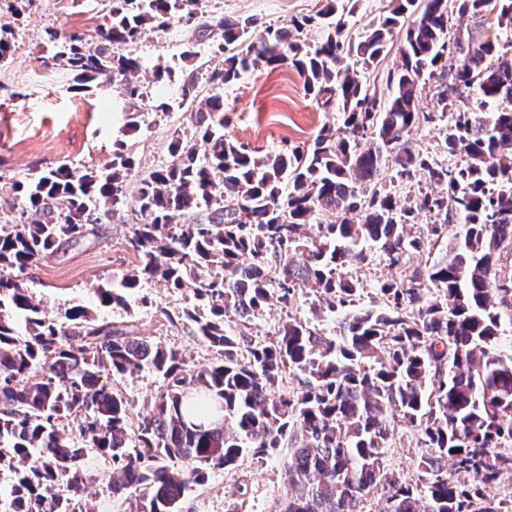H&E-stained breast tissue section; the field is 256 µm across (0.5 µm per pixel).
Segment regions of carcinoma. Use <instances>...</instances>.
<instances>
[{
	"label": "carcinoma",
	"mask_w": 512,
	"mask_h": 512,
	"mask_svg": "<svg viewBox=\"0 0 512 512\" xmlns=\"http://www.w3.org/2000/svg\"><path fill=\"white\" fill-rule=\"evenodd\" d=\"M22 2L0 18V62ZM195 2L111 0L96 47L49 30L43 63L84 88L119 81L139 98L141 62L122 48L177 15L194 23ZM456 2L472 16L492 5L497 27H512V0ZM346 12L343 0H325L317 17L259 37L248 19L200 24L220 35L218 51L242 49L211 73L212 93L190 111L193 133L170 142L171 163L140 181V221L128 239L135 268L119 287L96 289L99 306L127 312L121 289L143 280L191 291L180 318L220 354L200 370L188 372L180 349L130 338L82 303L54 319L25 286L34 264L84 244L124 206L135 168L124 142L102 173L61 165L12 183V205L33 219L0 228V471L14 476L0 512H86L92 450L112 462V494L141 498L137 512H177L189 482L283 450L294 494L281 512H365L377 492V512H512V499L484 492L512 475V357L496 352L503 317L512 321V42L448 47V0H391L354 41L344 39ZM318 18L325 33L312 47L300 34ZM399 33L401 67L388 75L393 93L383 103L362 73ZM284 65L307 95L336 104L341 125L262 155L224 135V86ZM437 70L451 76L437 100L448 155L460 158L447 167L408 146L433 121L418 110L417 91ZM462 87L491 111L460 109ZM388 160L393 180L422 174L445 191L401 208L390 192L368 190ZM421 212L434 223H414ZM190 213L194 221L180 223ZM321 214L334 220L309 232ZM454 217L468 226L464 241L408 265L409 252L438 245ZM366 245L386 273L376 301L360 307L365 284L345 269L366 262ZM302 283L313 288L315 321L290 317L258 343L224 325L231 313L244 326L273 302L290 307ZM329 314L339 317L334 334L318 325ZM144 369L164 385L134 422L106 378ZM287 372L297 387L283 393ZM397 416L420 433L415 485L384 470ZM450 467L461 479L444 477Z\"/></svg>",
	"instance_id": "cac0c4a2"
}]
</instances>
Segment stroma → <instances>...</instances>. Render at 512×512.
<instances>
[{
    "label": "stroma",
    "mask_w": 512,
    "mask_h": 512,
    "mask_svg": "<svg viewBox=\"0 0 512 512\" xmlns=\"http://www.w3.org/2000/svg\"><path fill=\"white\" fill-rule=\"evenodd\" d=\"M320 7L321 0H198L196 12L201 19L221 15L230 20H256L252 33L258 36L266 27L278 28L313 16ZM110 9L109 0H27L25 13L15 27L13 55L8 63L0 64V225L18 222L21 217L19 209L4 202L12 181L36 177L63 163L81 170H103L120 140L135 161L120 214L111 223L99 225L96 236L82 246L59 251L30 270L27 286L52 317L78 302L95 305L97 286L120 281L132 269L134 255L127 238L131 225L139 219L137 188L143 177L170 163L168 146L174 132L191 129L187 109L175 105L182 84L178 74L168 83L171 110L164 114L155 111L160 101L153 78L156 64H167L176 71L188 67L203 99L211 92L208 76L223 61L216 51L217 38L199 37L197 27L174 20L166 29L146 32L132 47L142 63L137 75L141 98L127 97L117 83L79 90L68 72L44 70L47 31L62 35L75 32L86 45H96L98 30L107 23ZM507 36L506 30L496 27L493 16L459 15L455 0H450L449 41L477 43ZM188 49L195 57L187 66L182 55ZM30 70H44L48 76L34 84L26 76ZM438 89L437 79L421 82L418 107L435 113L436 119L414 131L410 143L445 163L449 160L443 148L448 119L438 114ZM224 119L226 136L264 154L309 143L323 126L339 124L340 114L307 96L296 71L284 66L274 71L250 70L225 86ZM311 299L310 287L303 285L290 308L266 309L250 326L253 340L272 339L288 316L309 318ZM127 300L129 310L98 307L99 317L122 323L128 314H135L132 335L181 349L188 369H199L216 359V351L192 336L189 326L169 321L171 315L189 306L188 293L171 290L153 279L128 291ZM111 383L138 416L150 411L163 379L144 370L113 376ZM394 434L385 467L406 481H414L418 435L401 420L396 421ZM86 466L96 476L86 493L89 512H132L129 500L114 496L108 485L112 470L108 459L92 452ZM290 493L284 456L260 460L248 455L234 468L212 470L204 484L190 485L179 512H276Z\"/></svg>",
    "instance_id": "stroma-1"
}]
</instances>
